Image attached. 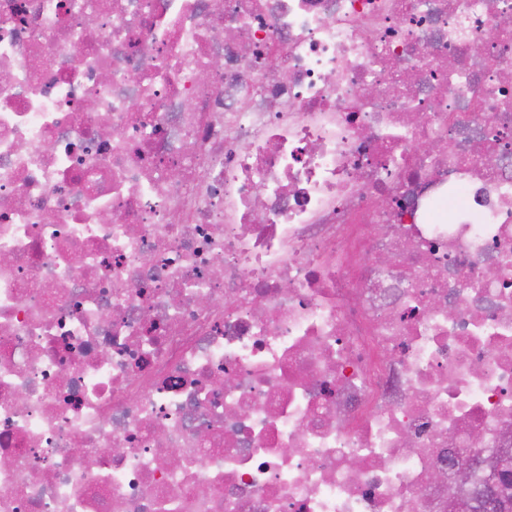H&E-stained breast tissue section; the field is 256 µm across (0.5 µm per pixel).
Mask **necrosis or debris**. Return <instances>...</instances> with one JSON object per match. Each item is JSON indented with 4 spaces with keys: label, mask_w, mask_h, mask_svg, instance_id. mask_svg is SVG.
Masks as SVG:
<instances>
[{
    "label": "necrosis or debris",
    "mask_w": 512,
    "mask_h": 512,
    "mask_svg": "<svg viewBox=\"0 0 512 512\" xmlns=\"http://www.w3.org/2000/svg\"><path fill=\"white\" fill-rule=\"evenodd\" d=\"M498 448L512 0H0V512H448Z\"/></svg>",
    "instance_id": "obj_1"
}]
</instances>
